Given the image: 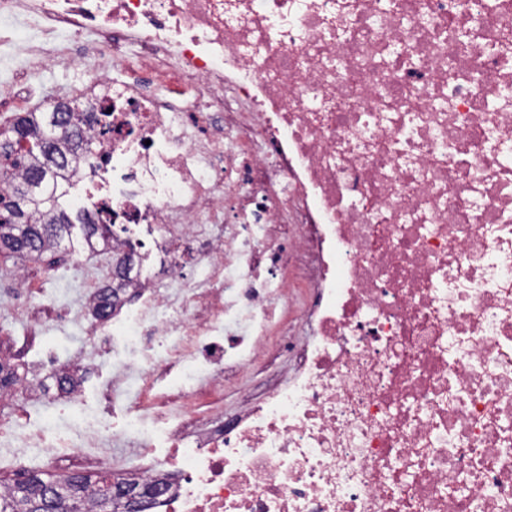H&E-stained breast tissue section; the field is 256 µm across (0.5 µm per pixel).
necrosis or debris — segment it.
<instances>
[{
    "label": "necrosis or debris",
    "mask_w": 512,
    "mask_h": 512,
    "mask_svg": "<svg viewBox=\"0 0 512 512\" xmlns=\"http://www.w3.org/2000/svg\"><path fill=\"white\" fill-rule=\"evenodd\" d=\"M1 23L29 66L93 56L112 112L69 202L125 250L149 225L177 283L135 267L117 292L140 301L112 326L140 352L112 376L138 388L124 424L73 387L0 412L1 464L108 468L136 439L180 473L162 512H512V0H0ZM302 279L293 378L187 440Z\"/></svg>",
    "instance_id": "necrosis-or-debris-1"
}]
</instances>
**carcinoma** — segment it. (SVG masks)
I'll return each mask as SVG.
<instances>
[{
  "label": "carcinoma",
  "instance_id": "carcinoma-1",
  "mask_svg": "<svg viewBox=\"0 0 512 512\" xmlns=\"http://www.w3.org/2000/svg\"><path fill=\"white\" fill-rule=\"evenodd\" d=\"M67 116L75 118L76 131L69 138L55 141L49 154L39 144L49 132L50 116L44 112H24L15 117L20 139L11 147V152L16 155L13 168L18 177L10 182L6 191H0V201L12 207L11 214L18 221L15 224L0 223V253L39 257L60 247L64 240L72 239L74 224L61 202L65 192H54L49 183L67 179L76 171L77 163L90 160L91 154L86 151L84 137L78 131L86 114L69 112ZM27 180L39 183V198L26 201L19 197V186ZM32 211L41 212L45 219L38 223L29 222L28 214ZM80 230L85 250L112 245L110 224H97L87 218L80 225ZM77 478L91 492L93 505L100 506L106 494L105 479L93 483L87 475L79 474ZM47 490L52 492L49 501L51 512H79V500L72 495L69 477L51 476L45 480L37 473L0 492V512H34Z\"/></svg>",
  "mask_w": 512,
  "mask_h": 512
}]
</instances>
